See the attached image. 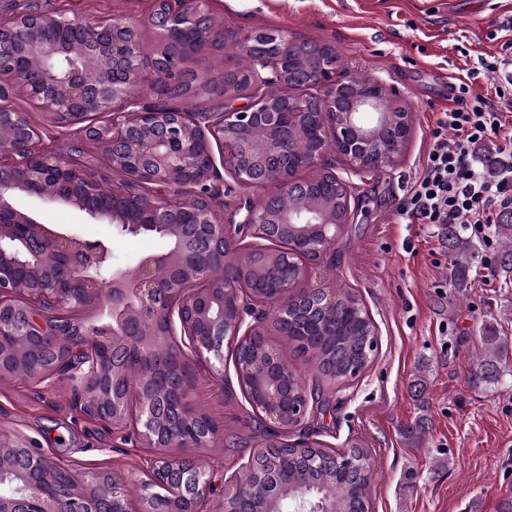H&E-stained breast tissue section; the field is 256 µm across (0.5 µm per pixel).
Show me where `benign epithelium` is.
Segmentation results:
<instances>
[{"label": "benign epithelium", "mask_w": 512, "mask_h": 512, "mask_svg": "<svg viewBox=\"0 0 512 512\" xmlns=\"http://www.w3.org/2000/svg\"><path fill=\"white\" fill-rule=\"evenodd\" d=\"M210 0H188L176 27L189 34L192 50L214 40ZM138 21L112 17L111 24L69 17L43 8L39 0H21L0 11V56L11 64L0 75V95L23 88L37 106L80 124L92 112L117 109L133 121L116 127L87 125L82 140L112 146V169L126 179L148 181L159 193L142 198L133 191L100 196L96 184L79 176L70 156L37 151L33 125L23 112L0 111V299L25 285L28 305L0 302V378L18 373L30 355L50 349L54 374L82 367L81 407L91 418L124 429L129 405H135L136 434L146 448L158 449L140 479L141 512H205L212 491L204 468L190 462L195 448L224 442V431L206 424L191 403L193 380L184 377V350L172 344L177 332L189 336L192 356L210 367L224 368V337L265 336L267 324L283 327L301 291L335 303V293L304 285L335 252L336 225L351 220L350 184L335 175V159L353 174L391 163L407 150L411 120L404 103L379 81L340 82L337 52L321 45L314 87L320 111L300 107L287 112L279 101L288 97L293 69L305 63L299 40L284 32L263 37L281 48L279 59L254 51L256 35L237 38L250 66L246 74L265 87L279 86L243 104L233 92L224 96L222 112H198L188 119L175 106L157 107L133 89H149L153 74L134 51ZM80 41L82 66L60 77L53 62L71 54L60 33ZM34 57L35 71L21 66ZM399 127L387 139L384 132ZM223 145L221 165L243 189L265 188L262 204L233 201L220 214L212 197L201 192L217 172L210 140ZM272 157L292 158L319 178L333 175L338 196L298 192L296 177L283 164L259 177L255 168ZM23 192L48 204H66L94 220L116 224L137 235L146 229L178 241L168 252L139 261L137 274L111 272L103 242L60 233L15 207ZM300 226L318 231L306 239L316 250L313 261L298 263L287 251L270 253L266 271L273 276L274 295L265 305L238 295L233 279H253L243 254L232 244L236 228ZM205 284L187 295L185 281ZM75 306L83 311L108 309L116 321L95 333L93 355L80 356L74 329L61 331L51 311ZM250 402L267 427L288 443V430L301 424L311 402L307 389L288 388L289 374L270 346L256 352ZM19 483V496H0V512H101L98 496L106 492L112 512H129L125 486L104 472L72 474L51 458L27 448L0 451V477ZM68 488L61 498L56 487ZM218 512H245L250 488L233 475L224 480ZM293 512H335L329 503L314 502L303 490L294 497Z\"/></svg>", "instance_id": "7a95c632"}]
</instances>
